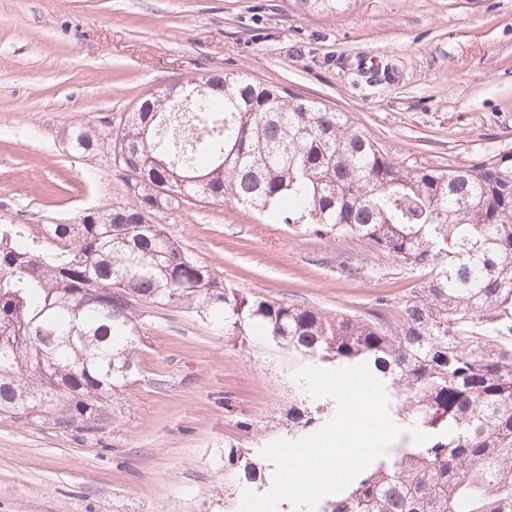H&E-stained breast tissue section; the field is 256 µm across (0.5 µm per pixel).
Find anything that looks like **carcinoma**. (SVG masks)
Here are the masks:
<instances>
[{
    "mask_svg": "<svg viewBox=\"0 0 512 512\" xmlns=\"http://www.w3.org/2000/svg\"><path fill=\"white\" fill-rule=\"evenodd\" d=\"M333 13L345 0H299ZM120 120L113 155L131 202L73 224L0 227V415L92 434L128 385L138 310L124 295L254 326L288 351L366 364L393 413L430 439L374 460L319 512H512V155L408 167L345 112L246 76H202ZM72 150L105 144L90 125ZM190 199L352 237L427 271L396 324L244 297L159 224ZM320 417L298 407L303 430ZM228 467L262 465L230 450Z\"/></svg>",
    "mask_w": 512,
    "mask_h": 512,
    "instance_id": "cac0c4a2",
    "label": "carcinoma"
}]
</instances>
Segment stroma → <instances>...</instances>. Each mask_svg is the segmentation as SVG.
Returning <instances> with one entry per match:
<instances>
[{"instance_id": "1", "label": "stroma", "mask_w": 512, "mask_h": 512, "mask_svg": "<svg viewBox=\"0 0 512 512\" xmlns=\"http://www.w3.org/2000/svg\"><path fill=\"white\" fill-rule=\"evenodd\" d=\"M288 86L435 169L512 154V0H0V225L70 224L128 203L110 153L70 149L71 128L118 125L152 91L202 75ZM151 220L243 295L329 315L398 317L427 275L351 237L269 224L190 201ZM135 367L95 435L0 415V512H224L261 478L224 479V454L287 438L315 409L305 359L254 329L147 305Z\"/></svg>"}]
</instances>
